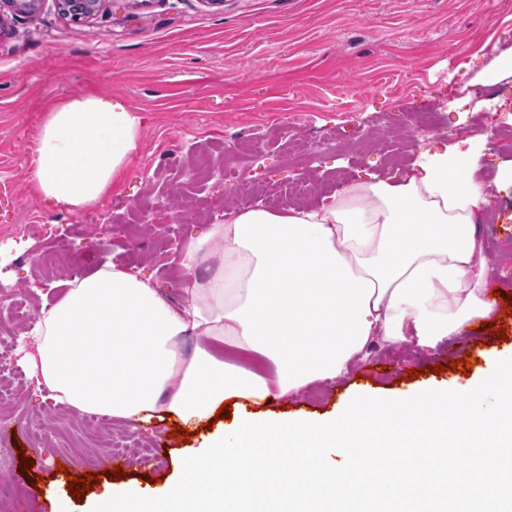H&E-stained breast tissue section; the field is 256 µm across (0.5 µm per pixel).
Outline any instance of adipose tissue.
<instances>
[{
    "label": "adipose tissue",
    "mask_w": 512,
    "mask_h": 512,
    "mask_svg": "<svg viewBox=\"0 0 512 512\" xmlns=\"http://www.w3.org/2000/svg\"><path fill=\"white\" fill-rule=\"evenodd\" d=\"M142 119L118 97H81L47 115L34 142L40 194L78 213L96 204L136 152ZM477 144L424 152L405 181L360 183L315 205L241 211L192 240L182 262L185 304L149 280L105 264L43 307L32 365L56 402L123 421L173 418L189 427L223 403L241 413L210 434L162 493L127 485L89 512H249L267 490L257 448H299L325 470L336 512H353L352 476L375 467V448L398 456L376 489L400 512H447L428 485L409 492L438 449L471 462L456 497L482 512H512V356L474 381L391 398L354 394L334 417L270 412L315 382L344 378L375 343L416 338L436 349L494 312L478 215L488 195L475 175ZM194 338L184 351L183 338ZM499 397L481 412L483 394ZM332 449L337 466L317 451ZM498 469L501 484L485 485Z\"/></svg>",
    "instance_id": "ef3b65f1"
}]
</instances>
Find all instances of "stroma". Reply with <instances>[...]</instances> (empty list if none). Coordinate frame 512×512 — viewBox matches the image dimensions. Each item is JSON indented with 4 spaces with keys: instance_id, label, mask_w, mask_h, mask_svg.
Wrapping results in <instances>:
<instances>
[{
    "instance_id": "stroma-1",
    "label": "stroma",
    "mask_w": 512,
    "mask_h": 512,
    "mask_svg": "<svg viewBox=\"0 0 512 512\" xmlns=\"http://www.w3.org/2000/svg\"><path fill=\"white\" fill-rule=\"evenodd\" d=\"M500 56H512V0H101L73 21L59 0H39L31 13L0 9V303L33 300L31 331L40 308L56 301L54 278L36 275L33 254L70 241L83 273L112 261L135 267L174 303H183L180 263L188 243L223 219L224 191L236 173L262 190L252 206L268 207L264 187L305 182L312 205L352 184L400 182L422 152L481 135L480 178L494 180L482 234L488 290L512 292V148L500 146L501 121L512 118V72L487 79ZM82 96L124 99L143 118L138 151L97 204L74 214L40 197L31 146L58 103ZM435 113L447 127L410 150L394 167L376 124L394 113L413 121ZM299 134L285 157L276 131ZM236 150L232 164L224 154ZM209 153L219 173L208 182L185 175ZM101 227L89 244L86 227ZM497 303L480 331L448 337L434 351L382 345L356 362L342 382L315 384L273 410L332 415L354 389L401 395L429 383H463L502 354L512 336L493 337L512 316ZM471 348L470 372L450 370L454 350ZM7 368L0 381L13 394L0 401L11 428L0 437L8 463L0 467V512H51L67 487L60 466L76 461L99 475L105 494L118 482L158 491L178 478L205 438L174 436L172 421H113L111 436L91 414L58 404L32 377L19 340L0 331ZM442 373H435V366ZM418 378H410V370ZM165 452H156L157 443ZM24 454H17V446ZM126 476H112L114 453ZM33 460L25 483L14 474Z\"/></svg>"
}]
</instances>
